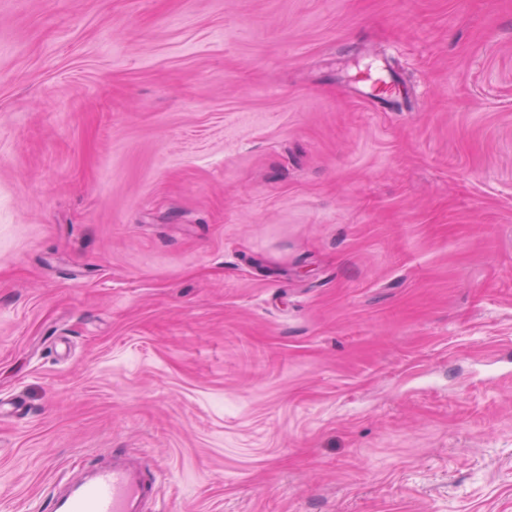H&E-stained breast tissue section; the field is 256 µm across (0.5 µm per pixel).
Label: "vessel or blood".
<instances>
[{
	"instance_id": "b4317fda",
	"label": "vessel or blood",
	"mask_w": 512,
	"mask_h": 512,
	"mask_svg": "<svg viewBox=\"0 0 512 512\" xmlns=\"http://www.w3.org/2000/svg\"><path fill=\"white\" fill-rule=\"evenodd\" d=\"M159 474L139 454H112L61 478L48 496L50 512H147Z\"/></svg>"
}]
</instances>
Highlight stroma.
<instances>
[{
    "mask_svg": "<svg viewBox=\"0 0 512 512\" xmlns=\"http://www.w3.org/2000/svg\"><path fill=\"white\" fill-rule=\"evenodd\" d=\"M14 397L0 512H512V0H0ZM72 472L48 495L49 512H147L159 480L140 454L112 452Z\"/></svg>",
    "mask_w": 512,
    "mask_h": 512,
    "instance_id": "stroma-1",
    "label": "stroma"
}]
</instances>
